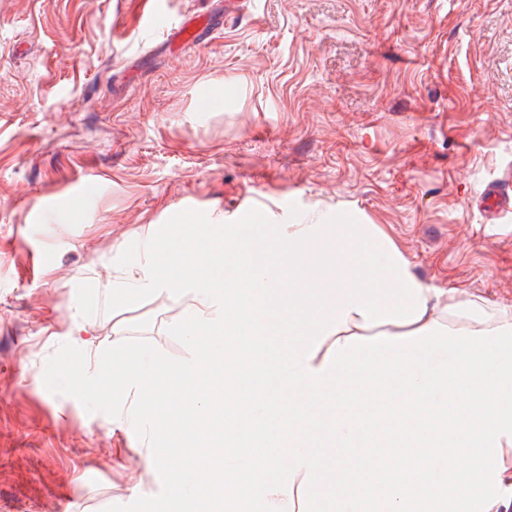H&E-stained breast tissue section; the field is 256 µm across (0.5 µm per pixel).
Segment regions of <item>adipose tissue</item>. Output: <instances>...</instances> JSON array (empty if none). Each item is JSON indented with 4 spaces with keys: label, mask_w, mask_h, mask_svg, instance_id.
Listing matches in <instances>:
<instances>
[{
    "label": "adipose tissue",
    "mask_w": 512,
    "mask_h": 512,
    "mask_svg": "<svg viewBox=\"0 0 512 512\" xmlns=\"http://www.w3.org/2000/svg\"><path fill=\"white\" fill-rule=\"evenodd\" d=\"M421 298L427 303V311L419 323L408 325L385 324L364 327L362 315L350 313L347 323L341 326L339 338L353 334L372 337L380 333L400 335L416 331L418 326L440 322L450 328L469 330H487L505 324H512V307H494L483 297L465 293L454 287H440L429 282L421 284Z\"/></svg>",
    "instance_id": "1"
}]
</instances>
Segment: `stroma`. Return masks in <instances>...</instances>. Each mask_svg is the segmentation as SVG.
I'll use <instances>...</instances> for the list:
<instances>
[{
  "label": "stroma",
  "mask_w": 512,
  "mask_h": 512,
  "mask_svg": "<svg viewBox=\"0 0 512 512\" xmlns=\"http://www.w3.org/2000/svg\"><path fill=\"white\" fill-rule=\"evenodd\" d=\"M158 9L195 41L150 28ZM509 167L512 0H0V512L162 490L43 380L76 322L111 346L116 242L187 209L352 210L421 279L509 307L512 212L478 204ZM168 317L145 300L125 334L186 358Z\"/></svg>",
  "instance_id": "35a3bbf8"
}]
</instances>
